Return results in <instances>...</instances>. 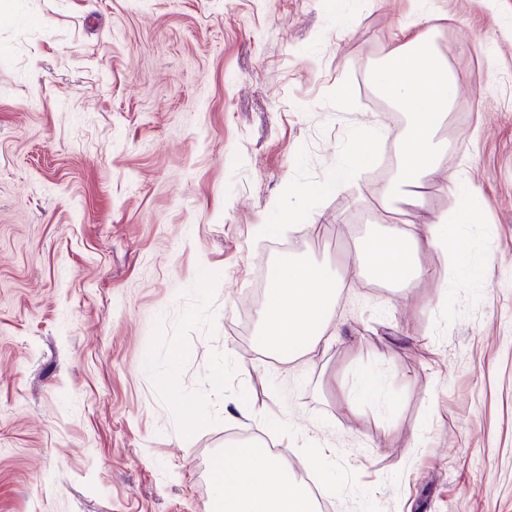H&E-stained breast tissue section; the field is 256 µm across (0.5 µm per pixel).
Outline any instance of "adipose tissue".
<instances>
[{
    "instance_id": "obj_1",
    "label": "adipose tissue",
    "mask_w": 512,
    "mask_h": 512,
    "mask_svg": "<svg viewBox=\"0 0 512 512\" xmlns=\"http://www.w3.org/2000/svg\"><path fill=\"white\" fill-rule=\"evenodd\" d=\"M380 81L404 100L414 115L395 133L401 146L400 161L380 197L383 210L394 213L439 166L440 145L435 133L452 104L456 80L434 57L429 35L422 32L401 45ZM375 137L372 130L357 132L354 149L329 177L326 189L352 186L358 171L374 160ZM475 199V190L464 187L453 194L445 213L397 232L360 236L356 254L361 276L403 289L431 278L420 254L450 246L448 225L469 212ZM338 285V277L321 264L289 258L276 265L264 291L258 335L262 349L289 360L314 350L330 327ZM210 469L217 512H316L307 487L290 476L265 441L256 439L225 448L212 459Z\"/></svg>"
}]
</instances>
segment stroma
<instances>
[{
    "mask_svg": "<svg viewBox=\"0 0 512 512\" xmlns=\"http://www.w3.org/2000/svg\"><path fill=\"white\" fill-rule=\"evenodd\" d=\"M416 22L455 97L391 216L393 138L322 184L407 122L376 75ZM457 177L480 199L432 278L361 279L357 236ZM288 242L344 281L341 335L287 361L256 337ZM258 438L319 512H512V0H0V512H212V458ZM376 135L372 130H359L356 133L355 148L329 177L324 189L338 191L352 186L358 171L368 168L374 160L372 145Z\"/></svg>",
    "mask_w": 512,
    "mask_h": 512,
    "instance_id": "stroma-1",
    "label": "stroma"
}]
</instances>
